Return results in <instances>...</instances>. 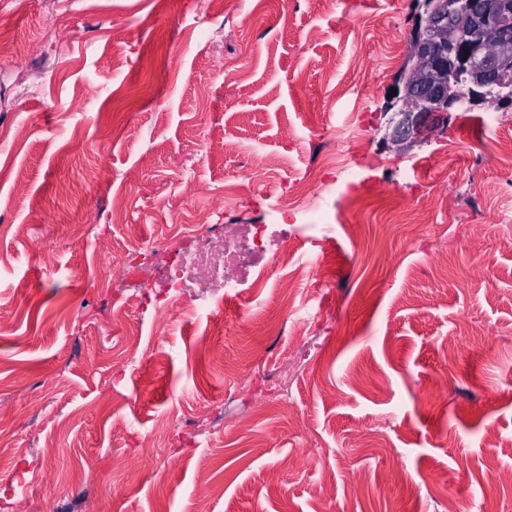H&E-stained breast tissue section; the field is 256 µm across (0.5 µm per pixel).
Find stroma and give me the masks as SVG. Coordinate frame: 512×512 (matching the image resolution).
Wrapping results in <instances>:
<instances>
[{"label": "stroma", "mask_w": 512, "mask_h": 512, "mask_svg": "<svg viewBox=\"0 0 512 512\" xmlns=\"http://www.w3.org/2000/svg\"><path fill=\"white\" fill-rule=\"evenodd\" d=\"M52 34L38 0H0V30L25 43L0 56V438L52 442L0 454V485L20 470L30 500L0 512H512V104L497 133L484 106L449 113L400 151L388 135L419 0H61ZM390 21L387 38L371 27ZM370 149L345 202L324 216L329 276L283 297L267 267L215 313L182 309L156 336L155 309L124 308L107 265L138 225L149 265L173 260L170 224L199 208L227 224H276L267 193L292 201L341 134ZM237 158L278 157L262 185ZM193 172L190 185L177 170ZM419 231L396 221L433 193ZM126 224L105 216L113 198ZM39 225L56 270L29 263ZM109 244V264L99 257ZM25 281L19 302L11 286ZM319 306L295 335L290 308ZM124 309L122 318L112 312ZM134 369L122 371L128 331ZM223 350L211 368L201 338ZM288 374L287 400L270 393ZM120 378V399L111 382ZM239 426L173 447L165 418L209 412ZM313 463L290 465L297 449ZM131 458L135 475L114 470Z\"/></svg>", "instance_id": "stroma-1"}]
</instances>
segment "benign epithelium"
I'll return each instance as SVG.
<instances>
[{
  "mask_svg": "<svg viewBox=\"0 0 512 512\" xmlns=\"http://www.w3.org/2000/svg\"><path fill=\"white\" fill-rule=\"evenodd\" d=\"M400 82L390 137L401 149L461 101L477 106L511 86L512 0H424Z\"/></svg>",
  "mask_w": 512,
  "mask_h": 512,
  "instance_id": "obj_1",
  "label": "benign epithelium"
}]
</instances>
